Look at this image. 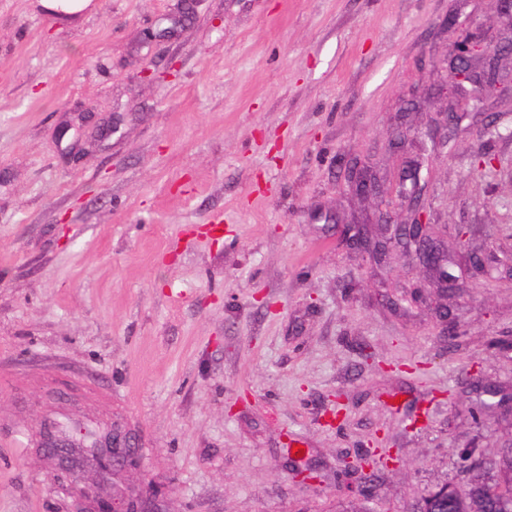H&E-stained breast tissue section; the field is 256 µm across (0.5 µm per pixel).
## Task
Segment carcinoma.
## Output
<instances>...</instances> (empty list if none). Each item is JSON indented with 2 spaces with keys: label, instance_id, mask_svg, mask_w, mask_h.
<instances>
[{
  "label": "carcinoma",
  "instance_id": "1",
  "mask_svg": "<svg viewBox=\"0 0 512 512\" xmlns=\"http://www.w3.org/2000/svg\"><path fill=\"white\" fill-rule=\"evenodd\" d=\"M500 470L502 481L494 485L477 481L465 495L450 487L447 497L430 495L416 512H512V448L504 449Z\"/></svg>",
  "mask_w": 512,
  "mask_h": 512
}]
</instances>
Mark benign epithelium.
I'll use <instances>...</instances> for the list:
<instances>
[{"instance_id":"benign-epithelium-1","label":"benign epithelium","mask_w":512,"mask_h":512,"mask_svg":"<svg viewBox=\"0 0 512 512\" xmlns=\"http://www.w3.org/2000/svg\"><path fill=\"white\" fill-rule=\"evenodd\" d=\"M452 25L458 35L448 58L446 82L456 104L466 106L492 92L503 55L485 44L481 30L470 18L457 16ZM458 118L460 115L451 107H435L423 130L403 120L396 123L389 132V143L403 148L426 138L443 149L448 146V125ZM422 168L423 163L418 160L406 161L401 170L403 178H393L388 185L384 177L364 166L349 169V191L358 185L364 198L378 199L389 194L398 198L399 207H387L379 213L376 224L380 231H374L370 224H349L346 235L353 248L377 265L386 261L390 244L402 247L424 269L423 287L446 299L468 284L448 272V249L436 236L425 205L430 179L422 176ZM92 428L93 443L87 444L73 438L65 423L45 416L40 423L38 448L65 482V491L87 504L85 512H143L141 504L154 496L153 489H141L132 497L120 499L114 494V479L121 471L140 466L131 436L108 421H94ZM90 472L95 475L91 482Z\"/></svg>"}]
</instances>
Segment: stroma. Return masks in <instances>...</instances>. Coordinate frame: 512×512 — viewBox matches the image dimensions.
<instances>
[{
  "label": "stroma",
  "mask_w": 512,
  "mask_h": 512,
  "mask_svg": "<svg viewBox=\"0 0 512 512\" xmlns=\"http://www.w3.org/2000/svg\"><path fill=\"white\" fill-rule=\"evenodd\" d=\"M99 4L0 0V512H77L35 447L52 412L131 434L118 485L155 484L147 512H414L499 480L512 103L468 106L440 153L388 145L398 110L425 122L422 88L448 95L450 18L503 43L495 0ZM417 154L451 272L492 274L444 319L411 300L420 267L338 232L377 213L347 163Z\"/></svg>",
  "instance_id": "stroma-1"
}]
</instances>
